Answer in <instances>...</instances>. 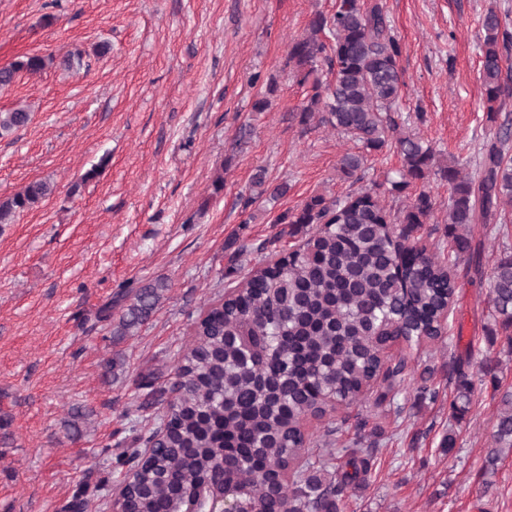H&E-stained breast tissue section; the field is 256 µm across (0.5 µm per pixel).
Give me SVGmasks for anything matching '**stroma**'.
I'll return each mask as SVG.
<instances>
[{
    "instance_id": "stroma-1",
    "label": "stroma",
    "mask_w": 512,
    "mask_h": 512,
    "mask_svg": "<svg viewBox=\"0 0 512 512\" xmlns=\"http://www.w3.org/2000/svg\"><path fill=\"white\" fill-rule=\"evenodd\" d=\"M404 71L398 135L430 145L441 164L476 176L484 142L499 127L480 79L482 19L512 23V0H382ZM336 0H0V68L46 58L0 89V112L25 106L28 124L0 136V199L34 181L52 192L0 224V512H68L84 490L101 512L100 487L115 490L119 441L154 425L136 380L153 371L169 387L203 305L237 285L263 256L296 249L303 234L278 223L312 195H342L339 159L358 145L318 120L302 123L312 94L288 62L315 12ZM71 52L79 65L64 67ZM266 111H254L259 99ZM394 146L368 156L365 185L392 212L427 191L434 203L417 231L431 254L448 256L449 185L437 176L394 193ZM98 169L88 178L90 169ZM285 195L243 207L252 179ZM223 190H216V179ZM472 226L477 256L457 259L458 290L441 340L391 344L407 379L393 409H339L305 431L335 459L350 445L371 456L344 512H512V453L487 465L499 392L512 388V333L489 315L488 274L512 248V205ZM236 273L228 257L239 245ZM164 280L169 288L136 335L113 340L105 311L120 315L124 288ZM119 358L117 378L103 373ZM468 362L472 401L451 424L457 365ZM92 408L68 430L73 408ZM365 428H357V417ZM457 433L453 452L440 443Z\"/></svg>"
}]
</instances>
